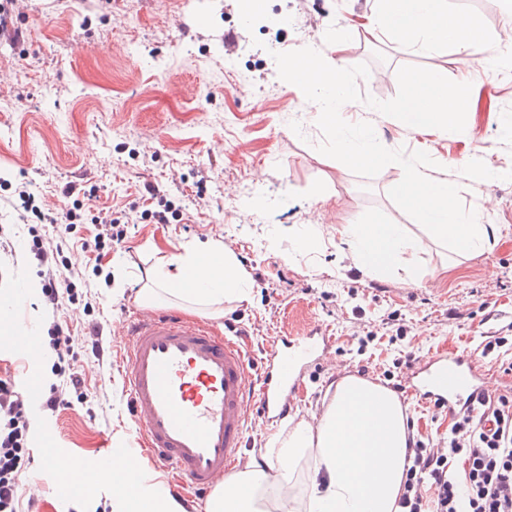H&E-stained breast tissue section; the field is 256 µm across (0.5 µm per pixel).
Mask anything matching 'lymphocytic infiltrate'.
<instances>
[{
    "label": "lymphocytic infiltrate",
    "instance_id": "1",
    "mask_svg": "<svg viewBox=\"0 0 512 512\" xmlns=\"http://www.w3.org/2000/svg\"><path fill=\"white\" fill-rule=\"evenodd\" d=\"M42 291L58 304L74 284L63 277L62 245H33ZM448 444L428 447L408 436V467L398 505L403 512H512V401L485 398L453 416ZM29 426L23 396L11 379L0 378V512H17L19 479L26 468Z\"/></svg>",
    "mask_w": 512,
    "mask_h": 512
}]
</instances>
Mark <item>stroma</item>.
Returning <instances> with one entry per match:
<instances>
[{
  "mask_svg": "<svg viewBox=\"0 0 512 512\" xmlns=\"http://www.w3.org/2000/svg\"><path fill=\"white\" fill-rule=\"evenodd\" d=\"M375 9V0H263L246 20L239 0H15L23 38L0 42V328L27 322L48 348L49 328L60 325L82 380L76 390L57 375L48 349L40 389L60 386L66 404L30 419L18 512H112L111 480L71 497L47 458L53 449L94 457L107 436L123 447L136 440L121 378L125 324L140 307L146 271L186 247L222 242L252 282L250 297L216 314L168 294L157 309L208 323L255 359L272 338L309 325L330 329L337 359L356 378L367 368L382 378L408 355L471 356L491 335L512 342V181L504 178L512 171V42L496 43L500 65L483 52L461 57L450 43L425 51L369 34ZM332 25L351 35L342 67H369L357 81L362 94L392 99L405 65L471 83L460 133L417 131L361 102L340 114L370 122L387 148L428 151L440 178L453 179L474 155L490 163L496 179L467 182L460 197L495 226V246L463 257L431 239L388 195L401 167L363 177L319 152L315 110L279 78L273 55L305 47L308 31L330 55ZM23 190L35 207L78 216L63 248V274L76 289L56 311L42 294L14 295L38 276L33 239L53 235L24 208ZM164 205L168 221L156 223ZM102 211L128 216L121 244L97 239L92 218ZM389 221L417 244V280L399 268L369 272L338 235ZM313 227L317 246L300 248ZM370 331L375 339L359 350ZM96 340L103 355L92 351ZM339 383L310 370L296 412L274 429L250 424V462L277 452L299 423H316Z\"/></svg>",
  "mask_w": 512,
  "mask_h": 512,
  "instance_id": "obj_1",
  "label": "stroma"
}]
</instances>
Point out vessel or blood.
I'll return each instance as SVG.
<instances>
[{"instance_id": "vessel-or-blood-1", "label": "vessel or blood", "mask_w": 512, "mask_h": 512, "mask_svg": "<svg viewBox=\"0 0 512 512\" xmlns=\"http://www.w3.org/2000/svg\"><path fill=\"white\" fill-rule=\"evenodd\" d=\"M0 339L37 367L31 330L17 325ZM334 344L328 330L316 325L300 336L274 339L253 368L247 350L205 323L173 311L138 310L125 326L123 388L139 438L117 451L104 444L93 460L70 459L68 469L108 476L115 466L134 469L146 459L170 472L175 496L191 492L207 499L241 470L249 421L257 417L270 426L285 419L309 369L331 363ZM400 386L404 399L451 415L504 393L495 371L465 355L411 362Z\"/></svg>"}]
</instances>
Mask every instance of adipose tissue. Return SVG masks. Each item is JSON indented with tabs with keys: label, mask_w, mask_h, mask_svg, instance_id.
I'll return each mask as SVG.
<instances>
[{
	"label": "adipose tissue",
	"mask_w": 512,
	"mask_h": 512,
	"mask_svg": "<svg viewBox=\"0 0 512 512\" xmlns=\"http://www.w3.org/2000/svg\"><path fill=\"white\" fill-rule=\"evenodd\" d=\"M374 27L404 44L431 48L449 40L466 54L485 51L487 39L473 18L449 14L448 0H377ZM357 259L375 272L399 266L414 275L405 254L412 243L398 224H369L341 228ZM148 288L140 299L156 300V288L201 305L249 299L252 284L239 270L222 243L208 242L185 255L159 262L148 272ZM407 431L397 397L384 387L347 378L317 424L300 423L279 449L282 466L272 480L289 492L296 459L314 452L315 468L307 512H399L398 499L405 476ZM117 493L112 512H180L169 495L123 469L111 476ZM253 468L235 475V500L228 506L211 501L207 512H264L261 490L268 480Z\"/></svg>",
	"instance_id": "adipose-tissue-1"
}]
</instances>
